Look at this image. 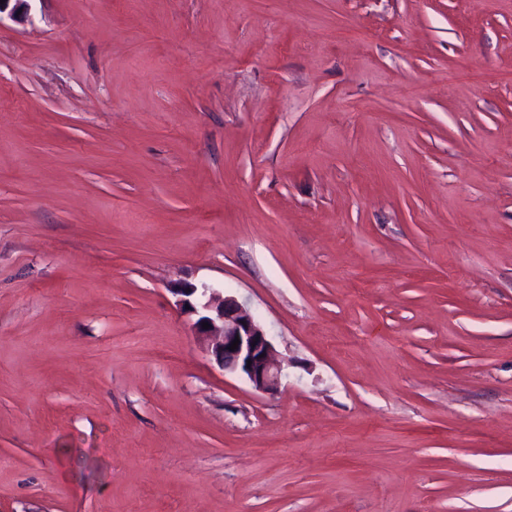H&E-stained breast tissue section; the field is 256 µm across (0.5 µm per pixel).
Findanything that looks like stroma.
Returning a JSON list of instances; mask_svg holds the SVG:
<instances>
[{"instance_id": "1", "label": "stroma", "mask_w": 512, "mask_h": 512, "mask_svg": "<svg viewBox=\"0 0 512 512\" xmlns=\"http://www.w3.org/2000/svg\"><path fill=\"white\" fill-rule=\"evenodd\" d=\"M0 512H512V0L0 19ZM169 291L177 306L198 316L194 323L196 336L224 373L244 376L258 392L277 390L281 361L264 326L245 303L233 294L199 288L188 281L174 283ZM203 322L209 324V329H203ZM236 338L238 347L229 350ZM247 361H251L250 367Z\"/></svg>"}]
</instances>
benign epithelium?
<instances>
[{"mask_svg":"<svg viewBox=\"0 0 512 512\" xmlns=\"http://www.w3.org/2000/svg\"><path fill=\"white\" fill-rule=\"evenodd\" d=\"M32 0H4L0 15L15 20L30 16ZM181 309L197 316L196 336L206 352L228 374L244 376L258 392H273L281 382L282 364L264 326L235 295L180 281L169 288ZM209 328H203V323ZM238 347L230 349L234 340Z\"/></svg>","mask_w":512,"mask_h":512,"instance_id":"1","label":"benign epithelium"}]
</instances>
